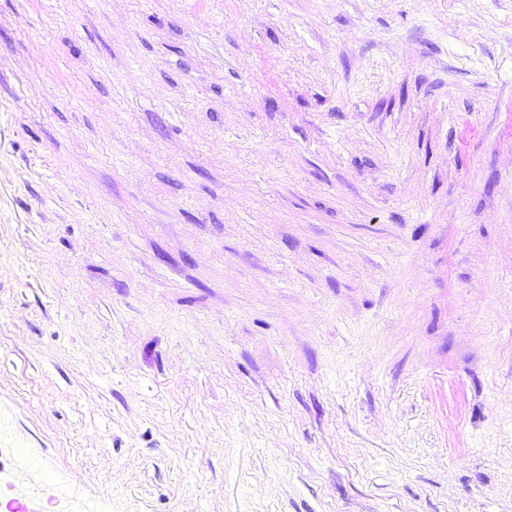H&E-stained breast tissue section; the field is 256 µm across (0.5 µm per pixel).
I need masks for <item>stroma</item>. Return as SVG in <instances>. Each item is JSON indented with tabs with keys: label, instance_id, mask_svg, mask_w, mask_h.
<instances>
[{
	"label": "stroma",
	"instance_id": "35a3bbf8",
	"mask_svg": "<svg viewBox=\"0 0 512 512\" xmlns=\"http://www.w3.org/2000/svg\"><path fill=\"white\" fill-rule=\"evenodd\" d=\"M512 512V0H0V512Z\"/></svg>",
	"mask_w": 512,
	"mask_h": 512
}]
</instances>
